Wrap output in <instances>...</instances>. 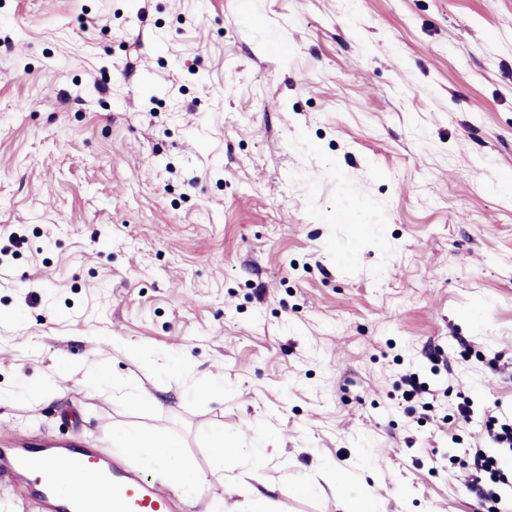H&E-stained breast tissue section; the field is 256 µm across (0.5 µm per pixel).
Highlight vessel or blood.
Instances as JSON below:
<instances>
[{"mask_svg": "<svg viewBox=\"0 0 512 512\" xmlns=\"http://www.w3.org/2000/svg\"><path fill=\"white\" fill-rule=\"evenodd\" d=\"M65 459L67 473H59L54 460ZM74 493L61 495V481ZM96 481L102 495L82 493L87 481ZM0 481L22 505L37 512H173L174 494L141 470L112 459L101 448L73 441L15 440L0 448Z\"/></svg>", "mask_w": 512, "mask_h": 512, "instance_id": "obj_1", "label": "vessel or blood"}]
</instances>
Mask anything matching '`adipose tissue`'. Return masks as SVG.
I'll return each mask as SVG.
<instances>
[{
	"instance_id": "ef3b65f1",
	"label": "adipose tissue",
	"mask_w": 512,
	"mask_h": 512,
	"mask_svg": "<svg viewBox=\"0 0 512 512\" xmlns=\"http://www.w3.org/2000/svg\"><path fill=\"white\" fill-rule=\"evenodd\" d=\"M216 452L209 469H201L184 458L177 442L159 434H146L133 429H116L112 432V445L140 461L148 469H161L171 473L176 483L186 492H195L209 483L210 479H223L224 459L235 450L233 437L223 429H213L207 434Z\"/></svg>"
}]
</instances>
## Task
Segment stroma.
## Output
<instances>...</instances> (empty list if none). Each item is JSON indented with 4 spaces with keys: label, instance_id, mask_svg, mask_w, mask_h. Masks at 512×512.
<instances>
[{
    "label": "stroma",
    "instance_id": "obj_1",
    "mask_svg": "<svg viewBox=\"0 0 512 512\" xmlns=\"http://www.w3.org/2000/svg\"><path fill=\"white\" fill-rule=\"evenodd\" d=\"M1 230V440L205 469L222 428L185 512H340L328 465L481 512L475 446L512 478V0H0ZM406 388L402 391V399L405 402H420L423 408H431L437 400L438 394L431 390L425 383L419 382L415 374L405 379ZM425 399L431 401L422 402ZM486 431L491 441L499 448L512 450V419L500 421L496 416L488 415ZM207 438L213 448H221L214 453L208 470H203L183 457L180 446L173 439L159 434H146L133 429H115L112 432V445L125 452L150 469H161L171 473L176 483L186 492L194 493L210 482V478L224 480V458L235 450V439L224 435L222 428L212 429Z\"/></svg>",
    "mask_w": 512,
    "mask_h": 512
}]
</instances>
